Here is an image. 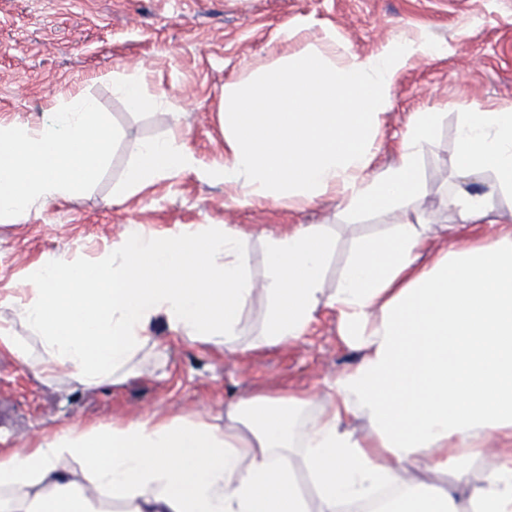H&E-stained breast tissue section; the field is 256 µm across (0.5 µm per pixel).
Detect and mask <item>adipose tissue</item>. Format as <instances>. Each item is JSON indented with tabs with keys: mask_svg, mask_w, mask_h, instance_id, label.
<instances>
[{
	"mask_svg": "<svg viewBox=\"0 0 512 512\" xmlns=\"http://www.w3.org/2000/svg\"><path fill=\"white\" fill-rule=\"evenodd\" d=\"M441 51L399 38L340 63L329 30L224 86V161L207 174L238 202L301 210L329 199L349 215L395 216L357 241L335 287L325 285L335 243L319 224L264 237L259 287L236 227L158 236L138 225L93 258L47 259L0 312V345L36 374L63 370L81 386L127 376L159 321L189 342L238 349L258 292L256 346L298 343L325 305L356 361L320 395L239 398L220 427L185 413L40 433L0 452V512H343L382 487L393 490L384 512H512V225L491 203L512 194V108L460 118L451 223L410 206L439 113H411L395 161L370 171L398 74ZM113 90L134 111L169 106L139 74ZM196 167L182 132L143 141L120 193ZM485 178L491 192L472 190ZM480 224L491 233H476ZM363 418L371 429L360 435ZM486 457L492 466L474 474ZM301 468L312 496L298 487ZM445 472L469 488L466 500L423 481ZM265 314V302L263 295L258 292L255 294L252 304L243 314V323L245 326V335L242 336V347L247 346L257 334Z\"/></svg>",
	"mask_w": 512,
	"mask_h": 512,
	"instance_id": "ef3b65f1",
	"label": "adipose tissue"
}]
</instances>
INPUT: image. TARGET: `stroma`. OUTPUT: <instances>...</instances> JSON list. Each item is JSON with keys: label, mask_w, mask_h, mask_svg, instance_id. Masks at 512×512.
Returning <instances> with one entry per match:
<instances>
[{"label": "stroma", "mask_w": 512, "mask_h": 512, "mask_svg": "<svg viewBox=\"0 0 512 512\" xmlns=\"http://www.w3.org/2000/svg\"><path fill=\"white\" fill-rule=\"evenodd\" d=\"M291 21L303 22V39L283 41L280 32ZM327 28L360 55L400 35L424 34L442 44V54L417 58L400 72L382 118L374 167L394 160L411 113L441 112L421 160L424 194L413 205L432 220H445L440 200L451 181L460 113L512 107V0H0V123L38 120L84 93L121 132L114 158L92 190L0 222V305L40 262L94 254L131 224L161 234L200 224L234 225L247 237L258 285L264 277L263 237L293 224H324L336 236L327 272L328 284H335L354 237L377 231L385 217L348 216L330 202L302 211L285 204L248 206L222 182L193 172L112 199L138 144L164 136L176 120L201 164L223 163L218 106L225 83L298 52ZM117 73L143 74L147 90L166 92L172 109L130 111L113 91ZM156 334L162 357L145 358L123 380L92 388L62 373L36 376L0 345V448L29 447L41 431L65 423L197 413L220 424L231 400L288 388L319 393L354 359L341 346L328 309L295 345L244 354L191 344L162 327Z\"/></svg>", "instance_id": "35a3bbf8"}]
</instances>
